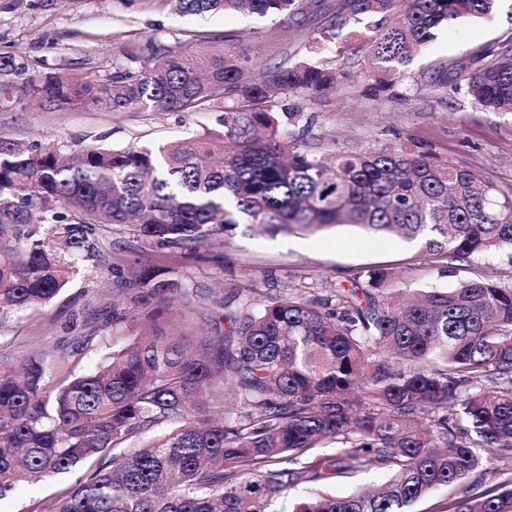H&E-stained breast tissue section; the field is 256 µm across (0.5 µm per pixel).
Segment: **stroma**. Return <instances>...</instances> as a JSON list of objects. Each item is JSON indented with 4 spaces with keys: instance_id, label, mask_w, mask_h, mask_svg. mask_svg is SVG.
<instances>
[{
    "instance_id": "obj_1",
    "label": "stroma",
    "mask_w": 512,
    "mask_h": 512,
    "mask_svg": "<svg viewBox=\"0 0 512 512\" xmlns=\"http://www.w3.org/2000/svg\"><path fill=\"white\" fill-rule=\"evenodd\" d=\"M281 22L221 13L181 14L162 0H0V56L28 61L30 70L72 80L108 79L124 63L130 43L155 41L185 50L198 49V37H211V50L223 48L232 32L260 59L280 49ZM512 37V0H503L492 21L464 20L439 31L417 54L402 77L401 99L380 102L356 95H334L296 101L284 92L279 101L301 104L304 141L314 151L403 148L432 151L453 159L478 175L512 184V112H485L464 94L438 91L429 77L434 69L481 53L490 43ZM221 112H113L105 108L53 110L32 99L0 102V140L23 146L41 144L68 152L84 146L150 149L220 130ZM108 256L112 273L87 263L45 307L8 315L0 322V355L15 357L49 349L84 335L95 315L118 309L124 319L113 324L108 342L77 356V369L93 370L110 345L141 335L147 307L132 306L122 290L133 269L146 267L179 275L199 288L194 308L174 307L164 326L207 334L205 297L233 286L273 297L288 293L305 299L326 298L351 287L366 271L394 272L392 289L447 288L480 276L512 287V250L478 256L466 263L426 258L420 243L393 235H376L351 225L322 231L270 235L252 224H240L212 237L192 252L139 240L131 226L112 228ZM493 472L474 471L466 484L436 490L419 500L414 512H441L446 503L465 496L467 486L492 489L512 484V451L486 448ZM82 474L75 468L39 482L21 483L0 501V512H25L32 500L48 499Z\"/></svg>"
}]
</instances>
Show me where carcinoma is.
<instances>
[{"label": "carcinoma", "instance_id": "1", "mask_svg": "<svg viewBox=\"0 0 512 512\" xmlns=\"http://www.w3.org/2000/svg\"><path fill=\"white\" fill-rule=\"evenodd\" d=\"M181 13L292 20L322 0H166ZM500 0H339L315 43L264 63L224 34L220 52L130 45L135 66L105 81L29 73L0 57V99L114 112L222 108L223 130L158 152L79 148L65 156L0 140V312L50 303L83 262L106 263L102 232L133 224L140 239L194 250L238 224L270 234L352 225L422 244L425 256L465 262L512 249V185L479 178L438 155L403 149L312 151L293 132L308 100L350 91L397 100L395 74L436 33L490 19ZM365 24L370 63L360 85L345 67L343 28ZM430 83L465 89L487 112L512 110V38L437 71ZM372 269L336 291L337 308L288 294L258 301L239 288L206 309L214 332L196 346L158 320L191 308L198 289L180 276L134 272L131 301L154 308L146 335L96 371L74 372L80 337L36 356L0 357V500L24 476L85 466L78 482L27 512H270L295 486L324 477L307 451L350 444L337 470L384 466L373 492L309 494L293 512H412L439 487L493 462L480 449L512 448V288L488 278L416 292L385 287ZM456 406L448 418V403ZM172 429L126 451L147 430ZM448 512H512V488L475 492Z\"/></svg>", "mask_w": 512, "mask_h": 512}]
</instances>
